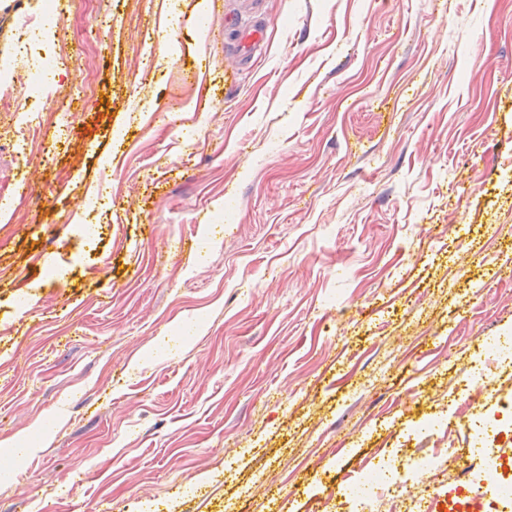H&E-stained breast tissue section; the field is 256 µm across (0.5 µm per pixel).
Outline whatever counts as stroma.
Returning <instances> with one entry per match:
<instances>
[{
    "mask_svg": "<svg viewBox=\"0 0 512 512\" xmlns=\"http://www.w3.org/2000/svg\"><path fill=\"white\" fill-rule=\"evenodd\" d=\"M48 41L39 137L0 110V512H348L512 337V0H70Z\"/></svg>",
    "mask_w": 512,
    "mask_h": 512,
    "instance_id": "stroma-1",
    "label": "stroma"
}]
</instances>
